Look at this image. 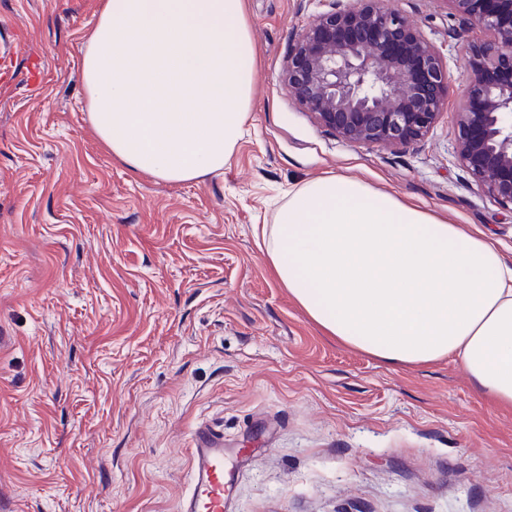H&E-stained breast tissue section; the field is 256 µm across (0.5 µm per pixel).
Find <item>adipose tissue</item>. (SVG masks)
I'll return each mask as SVG.
<instances>
[{
    "mask_svg": "<svg viewBox=\"0 0 512 512\" xmlns=\"http://www.w3.org/2000/svg\"><path fill=\"white\" fill-rule=\"evenodd\" d=\"M82 74L93 130L131 171H223L255 78L244 0H104ZM265 260L328 335L390 365L457 358L512 410V261L484 233L333 174L289 194Z\"/></svg>",
    "mask_w": 512,
    "mask_h": 512,
    "instance_id": "1",
    "label": "adipose tissue"
}]
</instances>
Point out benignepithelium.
I'll return each mask as SVG.
<instances>
[{
    "instance_id": "1",
    "label": "benign epithelium",
    "mask_w": 512,
    "mask_h": 512,
    "mask_svg": "<svg viewBox=\"0 0 512 512\" xmlns=\"http://www.w3.org/2000/svg\"><path fill=\"white\" fill-rule=\"evenodd\" d=\"M485 39L470 48L455 158L485 196L512 210V0H448ZM288 87L327 131L355 146L420 142L447 104L440 53L383 0L319 14L299 35Z\"/></svg>"
}]
</instances>
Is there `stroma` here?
Instances as JSON below:
<instances>
[{"label":"stroma","instance_id":"35a3bbf8","mask_svg":"<svg viewBox=\"0 0 512 512\" xmlns=\"http://www.w3.org/2000/svg\"><path fill=\"white\" fill-rule=\"evenodd\" d=\"M246 0L257 75L223 173L172 185L113 158L82 59L102 0H0V512H179L197 429L228 512H512V411L455 358L391 366L327 336L265 261L289 191L346 174L512 248V210L454 148L468 48L446 0H385L448 66L421 143L335 137L284 68L319 13Z\"/></svg>","mask_w":512,"mask_h":512}]
</instances>
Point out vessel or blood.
<instances>
[{
	"label": "vessel or blood",
	"instance_id": "obj_1",
	"mask_svg": "<svg viewBox=\"0 0 512 512\" xmlns=\"http://www.w3.org/2000/svg\"><path fill=\"white\" fill-rule=\"evenodd\" d=\"M192 485L180 512H225L224 450L214 441L200 440L190 450Z\"/></svg>",
	"mask_w": 512,
	"mask_h": 512
}]
</instances>
